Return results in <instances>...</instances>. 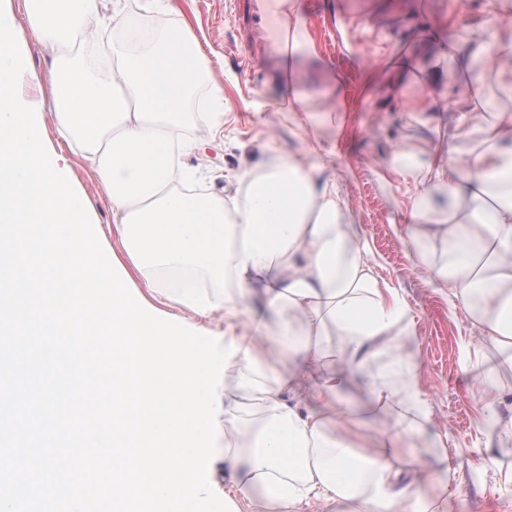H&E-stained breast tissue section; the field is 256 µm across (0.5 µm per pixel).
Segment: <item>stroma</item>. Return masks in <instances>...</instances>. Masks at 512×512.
Instances as JSON below:
<instances>
[{"mask_svg":"<svg viewBox=\"0 0 512 512\" xmlns=\"http://www.w3.org/2000/svg\"><path fill=\"white\" fill-rule=\"evenodd\" d=\"M112 4L113 0L98 2L100 15L109 21L107 37L119 40L121 24L133 19L157 23L163 30L185 22L218 74L224 90L223 135L203 138L197 128L186 131L198 141L187 162L205 164L206 185L215 193L232 188L233 174L259 166L270 155L302 150L301 131L283 110L289 81L301 82L319 109L325 104L327 74L340 76L345 125L328 126L322 132L325 142L335 145L336 155L316 156L312 163L319 178L337 181L346 207L356 214L369 243L377 272L401 288L415 313L418 383L432 398L435 414L425 434L406 453L428 463L426 495L447 500V512H512V456L503 457L499 471L480 466L486 451V438L475 427L480 388L464 366V346L476 330L428 288L398 238L404 207L415 188L390 170L391 155L402 145L412 149L418 161L431 162L448 130L412 119L413 102L424 92L415 76L365 83L371 70L392 71L406 60L417 69L428 66L424 46L431 24L447 22L449 38H459L479 25L482 0H302L314 54L291 68L262 55L263 70L258 75L238 63L244 32L252 20L248 0L233 17L225 13V0H174L171 12L150 5L149 0H122L124 12L117 20L112 17ZM71 166L104 239L110 248H118L105 188L80 159H72ZM338 397L355 408L358 431L365 437L390 429L393 410L371 408L363 373L352 374ZM444 456L457 470L461 493L447 487L448 476L438 466Z\"/></svg>","mask_w":512,"mask_h":512,"instance_id":"35a3bbf8","label":"stroma"}]
</instances>
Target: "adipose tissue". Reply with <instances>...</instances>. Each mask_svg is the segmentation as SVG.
Returning a JSON list of instances; mask_svg holds the SVG:
<instances>
[{
    "label": "adipose tissue",
    "instance_id": "1",
    "mask_svg": "<svg viewBox=\"0 0 512 512\" xmlns=\"http://www.w3.org/2000/svg\"><path fill=\"white\" fill-rule=\"evenodd\" d=\"M30 37L55 51L43 109L58 141L104 184L118 257L142 296L201 318L224 315L237 352L218 393L226 468L241 456L226 495L260 490L253 512H438L426 502L424 463L406 458L434 416L408 348L414 312L401 290L379 277L368 242L337 183L318 179L308 161L321 130L341 108L314 111L301 86L288 88V118L304 151L241 171L229 195L187 185L191 145L182 137L184 104L200 83L222 89L188 26L140 40L139 52L100 38L97 0H22ZM272 35L288 55L310 52L299 0H265ZM481 26L449 40L432 33L433 63L423 85L450 94L464 86L467 109L448 124L438 163L417 166L395 151L391 169L416 192L400 233L428 287L478 330L468 359L512 369V0H484ZM94 37L92 54L77 38ZM478 113L482 138L470 149L460 128ZM260 299L280 318L265 330L299 365L270 362L261 340L242 336L243 308ZM343 362H325L328 343ZM363 370L374 402L401 407L388 433L365 441L352 410L335 396ZM482 394L488 452L484 469L512 453V387L474 374Z\"/></svg>",
    "mask_w": 512,
    "mask_h": 512
}]
</instances>
